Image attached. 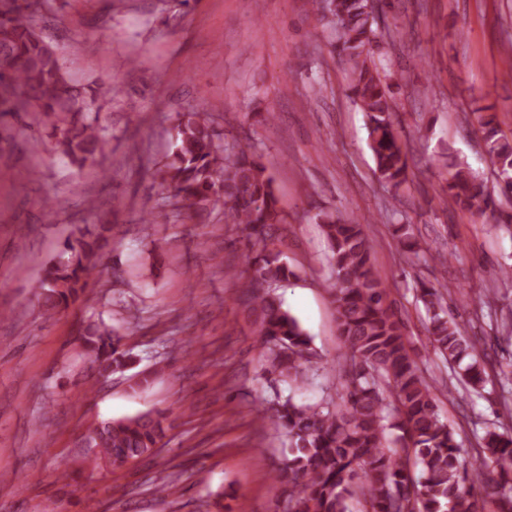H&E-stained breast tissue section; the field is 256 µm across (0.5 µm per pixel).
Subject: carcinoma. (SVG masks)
<instances>
[{
    "instance_id": "cac0c4a2",
    "label": "carcinoma",
    "mask_w": 512,
    "mask_h": 512,
    "mask_svg": "<svg viewBox=\"0 0 512 512\" xmlns=\"http://www.w3.org/2000/svg\"><path fill=\"white\" fill-rule=\"evenodd\" d=\"M44 0H0V120L25 116L48 128L53 149L75 171L101 164L110 141L93 110L103 86L75 84L60 65L32 17ZM365 0H334L330 22L338 31L336 49L349 58V91L368 120L369 147L379 179L394 189L408 180V153L395 124L388 74L374 63V50L399 27H379ZM474 121L497 174L502 196L512 201V134L500 127L490 107H478ZM448 170L441 192L454 206L474 215L494 216V193L457 152L437 156ZM173 198L190 216L224 213V223L241 224L251 246L241 281L244 302L256 315L264 372L297 385L311 362L310 340L275 293L295 276L283 252L269 247L272 226L281 223L273 177L248 149L224 155V143L207 113L182 115L174 148L161 169ZM332 255L329 288L336 304L339 335L346 350L339 375L340 402L298 404L276 395L258 411L288 438L289 457L270 476L273 485L297 489L290 512H349L348 501L363 497L365 512H512V436L488 430L479 447L462 448L456 431L442 420L436 386L424 377L404 325L388 303L386 280L372 260L373 244L363 225L333 213L321 215ZM110 224L78 230L45 269L39 299L52 314L86 295L91 272L108 245ZM400 254L419 260L423 250L408 224L393 225ZM448 285L421 283L418 300L428 316L434 351L458 368L472 390L488 372L463 333L460 315L448 306ZM97 378L124 372L135 363L117 329L103 321L87 324L80 336ZM171 412H147L99 422L86 436L98 448L93 463L112 458L119 469L162 447L172 427Z\"/></svg>"
}]
</instances>
